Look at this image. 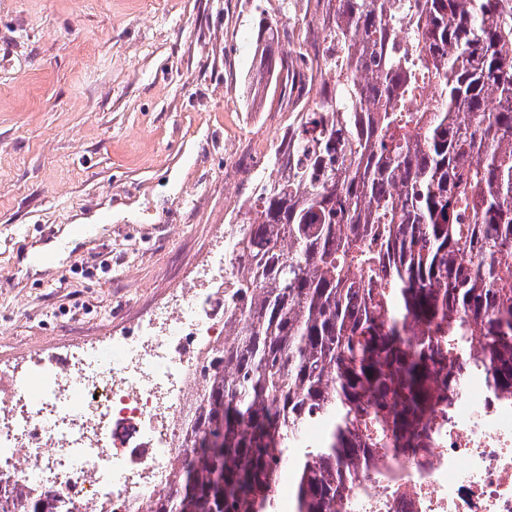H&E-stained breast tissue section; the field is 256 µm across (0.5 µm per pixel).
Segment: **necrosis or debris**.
Masks as SVG:
<instances>
[{
  "mask_svg": "<svg viewBox=\"0 0 512 512\" xmlns=\"http://www.w3.org/2000/svg\"><path fill=\"white\" fill-rule=\"evenodd\" d=\"M224 347V266L185 277L147 326L31 369L0 366V479L83 512H142L186 453L183 399ZM419 463L370 459L347 512H512V398L464 385Z\"/></svg>",
  "mask_w": 512,
  "mask_h": 512,
  "instance_id": "necrosis-or-debris-1",
  "label": "necrosis or debris"
}]
</instances>
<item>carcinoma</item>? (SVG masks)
Segmentation results:
<instances>
[{
  "label": "carcinoma",
  "mask_w": 512,
  "mask_h": 512,
  "mask_svg": "<svg viewBox=\"0 0 512 512\" xmlns=\"http://www.w3.org/2000/svg\"><path fill=\"white\" fill-rule=\"evenodd\" d=\"M249 94L288 123L224 257L195 457L147 512H342L369 453L418 461L463 373L512 396V0H281ZM288 43V56L275 48ZM314 423L326 430L305 439ZM70 512L49 491L0 512Z\"/></svg>",
  "instance_id": "obj_1"
}]
</instances>
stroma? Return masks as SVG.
Here are the masks:
<instances>
[{"label": "stroma", "mask_w": 512, "mask_h": 512, "mask_svg": "<svg viewBox=\"0 0 512 512\" xmlns=\"http://www.w3.org/2000/svg\"><path fill=\"white\" fill-rule=\"evenodd\" d=\"M277 5L0 0V362L136 334L223 253L272 151L248 85Z\"/></svg>", "instance_id": "stroma-1"}]
</instances>
